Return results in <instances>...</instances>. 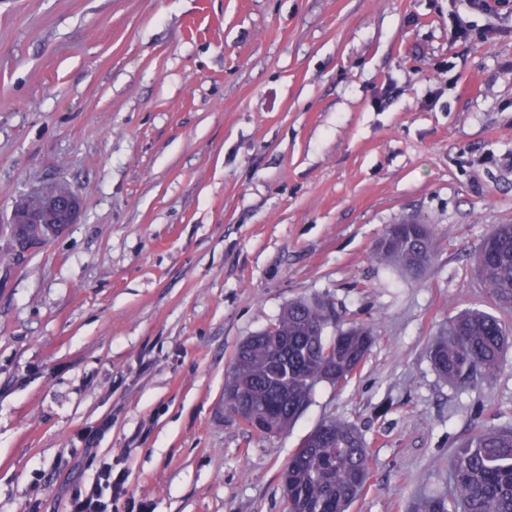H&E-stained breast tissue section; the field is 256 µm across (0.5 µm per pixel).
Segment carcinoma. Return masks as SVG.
<instances>
[{"label":"carcinoma","instance_id":"1","mask_svg":"<svg viewBox=\"0 0 512 512\" xmlns=\"http://www.w3.org/2000/svg\"><path fill=\"white\" fill-rule=\"evenodd\" d=\"M10 235L52 237L49 224H8ZM376 254L415 275L434 259L430 227L417 236L405 222L386 227ZM482 287L493 306L512 311V224H497L483 239L477 259ZM329 305L294 300L269 327L237 349L225 405L282 432L306 409L320 383L343 386L364 364L374 342L359 324L328 338ZM506 329L501 318L465 310L448 322V335L429 348L435 370L451 382L476 384L501 364ZM288 512H350L369 479V451L355 425L326 419L296 449L280 474ZM423 512H512V425L471 432L448 465V496H431Z\"/></svg>","mask_w":512,"mask_h":512}]
</instances>
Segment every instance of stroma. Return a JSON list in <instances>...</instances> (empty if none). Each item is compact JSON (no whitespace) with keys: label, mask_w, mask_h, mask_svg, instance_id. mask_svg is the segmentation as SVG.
<instances>
[{"label":"stroma","mask_w":512,"mask_h":512,"mask_svg":"<svg viewBox=\"0 0 512 512\" xmlns=\"http://www.w3.org/2000/svg\"><path fill=\"white\" fill-rule=\"evenodd\" d=\"M54 183L81 199L74 224L9 264L0 235V512H65L107 464L112 512H287L280 473L330 417L372 459L351 512H405L447 491L474 428L512 425V344L469 387L428 357L449 318L494 310L476 261L512 224V13L0 0V225ZM405 219L433 230L417 275L376 254ZM299 298L332 307L327 335L375 341L258 436L226 377Z\"/></svg>","instance_id":"1"}]
</instances>
